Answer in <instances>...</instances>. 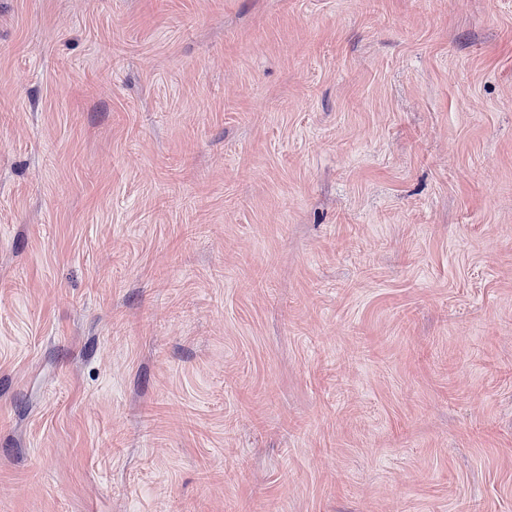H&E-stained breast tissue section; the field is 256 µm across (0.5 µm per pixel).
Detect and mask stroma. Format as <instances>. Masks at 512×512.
Instances as JSON below:
<instances>
[{"instance_id": "obj_1", "label": "stroma", "mask_w": 512, "mask_h": 512, "mask_svg": "<svg viewBox=\"0 0 512 512\" xmlns=\"http://www.w3.org/2000/svg\"><path fill=\"white\" fill-rule=\"evenodd\" d=\"M0 512H512V0H0Z\"/></svg>"}]
</instances>
